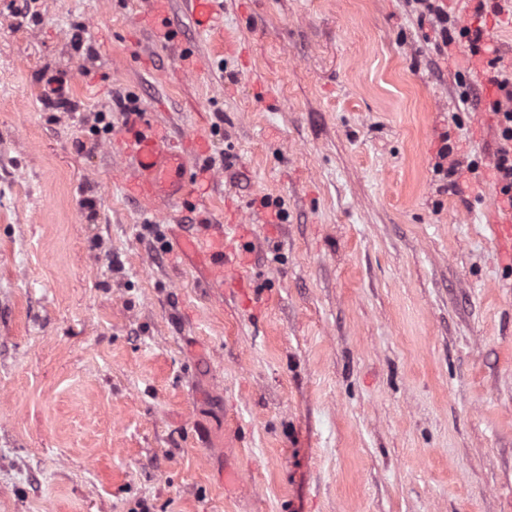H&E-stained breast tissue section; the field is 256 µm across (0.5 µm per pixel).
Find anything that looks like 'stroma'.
Returning a JSON list of instances; mask_svg holds the SVG:
<instances>
[{"instance_id": "obj_1", "label": "stroma", "mask_w": 512, "mask_h": 512, "mask_svg": "<svg viewBox=\"0 0 512 512\" xmlns=\"http://www.w3.org/2000/svg\"><path fill=\"white\" fill-rule=\"evenodd\" d=\"M150 2L0 0V512H512L485 59L415 0H169L180 54ZM438 3L512 72V0ZM144 122L205 138L201 197L129 195ZM204 216L244 288L180 251ZM195 26L204 32L221 27V19L214 8L215 0H188Z\"/></svg>"}]
</instances>
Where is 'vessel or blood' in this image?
Segmentation results:
<instances>
[{"instance_id":"1","label":"vessel or blood","mask_w":512,"mask_h":512,"mask_svg":"<svg viewBox=\"0 0 512 512\" xmlns=\"http://www.w3.org/2000/svg\"><path fill=\"white\" fill-rule=\"evenodd\" d=\"M188 2L199 30L209 32L220 28L215 0ZM124 145L126 155L133 162L128 189L145 208H152L155 201L179 199L193 192L196 180L188 173V155L171 150L168 137L158 128L147 124L128 129ZM491 229L494 243L512 257V210L496 215ZM181 247L183 251L208 261L216 276L227 284L241 287V279L225 263L223 225L201 224L199 232L184 238Z\"/></svg>"}]
</instances>
